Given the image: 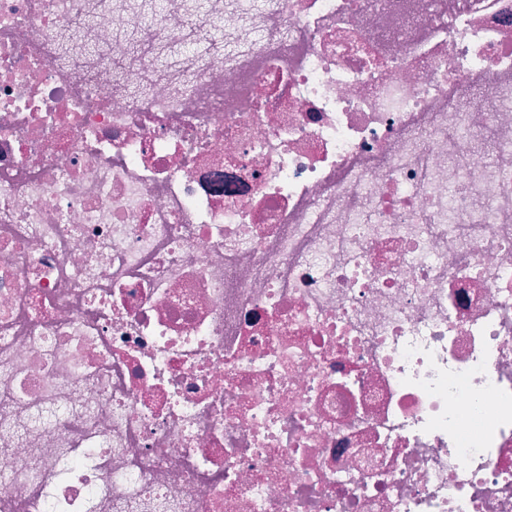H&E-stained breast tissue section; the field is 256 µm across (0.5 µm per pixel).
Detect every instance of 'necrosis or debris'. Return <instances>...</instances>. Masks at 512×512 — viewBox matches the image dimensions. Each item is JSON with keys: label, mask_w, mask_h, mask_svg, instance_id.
Wrapping results in <instances>:
<instances>
[{"label": "necrosis or debris", "mask_w": 512, "mask_h": 512, "mask_svg": "<svg viewBox=\"0 0 512 512\" xmlns=\"http://www.w3.org/2000/svg\"><path fill=\"white\" fill-rule=\"evenodd\" d=\"M0 512H512V0H0Z\"/></svg>", "instance_id": "4bbe7bcc"}]
</instances>
